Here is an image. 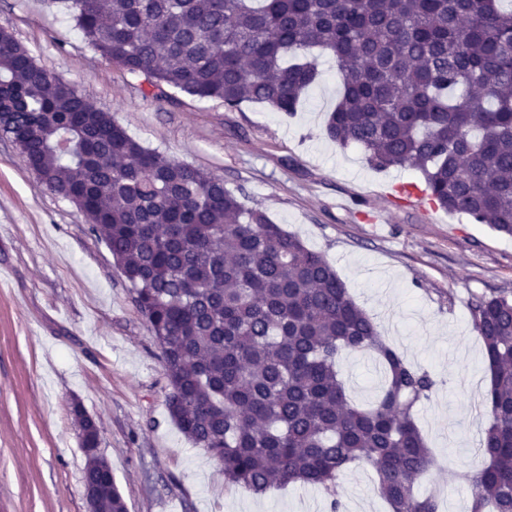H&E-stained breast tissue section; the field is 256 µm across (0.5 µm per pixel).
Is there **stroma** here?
I'll return each instance as SVG.
<instances>
[{
    "mask_svg": "<svg viewBox=\"0 0 512 512\" xmlns=\"http://www.w3.org/2000/svg\"><path fill=\"white\" fill-rule=\"evenodd\" d=\"M0 28L147 148L223 179L326 257L386 344L436 377L415 408L434 458L415 491L436 493L442 512H464L488 423L475 406L486 377L469 307L512 295V238L389 195L394 180L423 185L421 173L375 170L360 148L329 140L325 119L341 91L329 55L295 115L257 103L229 111L149 91L49 0H0ZM0 274L9 279L0 288V512H87L76 403L100 424L98 453L128 512H329L310 485L261 496L228 485L218 461L184 436L166 409L160 347L110 250L1 135ZM340 369L352 402L380 393L370 355ZM340 483L343 512H387L370 466L352 465Z\"/></svg>",
    "mask_w": 512,
    "mask_h": 512,
    "instance_id": "stroma-1",
    "label": "stroma"
}]
</instances>
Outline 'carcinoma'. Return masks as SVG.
Listing matches in <instances>:
<instances>
[{
    "label": "carcinoma",
    "mask_w": 512,
    "mask_h": 512,
    "mask_svg": "<svg viewBox=\"0 0 512 512\" xmlns=\"http://www.w3.org/2000/svg\"><path fill=\"white\" fill-rule=\"evenodd\" d=\"M502 0H52L84 39L149 86L228 110L289 115L336 61L326 136L377 170L412 167L431 204L512 237V9ZM0 134L83 210L160 349L179 430L255 494L300 483L341 512L339 480L372 467L389 512H439L414 485L432 465L414 410L437 380L404 361L337 271L224 182L144 147L0 29ZM490 384L467 512H512V297L471 304ZM382 369L352 404L341 360ZM96 512H127L109 464L86 455Z\"/></svg>",
    "instance_id": "carcinoma-1"
}]
</instances>
